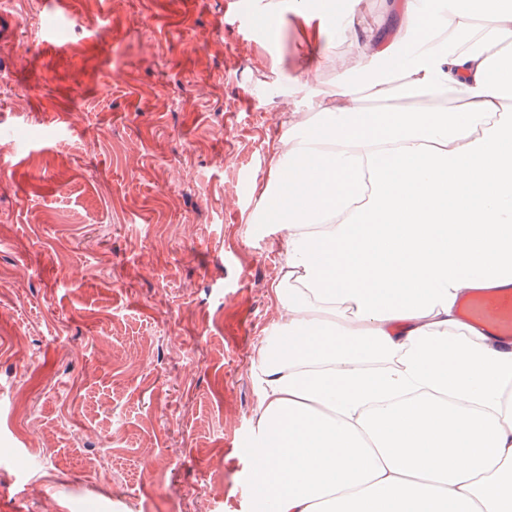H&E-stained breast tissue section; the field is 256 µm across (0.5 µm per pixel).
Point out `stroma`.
<instances>
[{
  "mask_svg": "<svg viewBox=\"0 0 512 512\" xmlns=\"http://www.w3.org/2000/svg\"><path fill=\"white\" fill-rule=\"evenodd\" d=\"M0 42V512H251L283 234L261 206L306 61L225 0H12Z\"/></svg>",
  "mask_w": 512,
  "mask_h": 512,
  "instance_id": "35a3bbf8",
  "label": "stroma"
}]
</instances>
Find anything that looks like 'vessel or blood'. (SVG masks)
I'll list each match as a JSON object with an SVG mask.
<instances>
[{"mask_svg":"<svg viewBox=\"0 0 512 512\" xmlns=\"http://www.w3.org/2000/svg\"><path fill=\"white\" fill-rule=\"evenodd\" d=\"M459 315L497 343L512 348V291L474 292L462 300Z\"/></svg>","mask_w":512,"mask_h":512,"instance_id":"b4317fda","label":"vessel or blood"}]
</instances>
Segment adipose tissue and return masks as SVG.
Returning a JSON list of instances; mask_svg holds the SVG:
<instances>
[{
	"instance_id": "ef3b65f1",
	"label": "adipose tissue",
	"mask_w": 512,
	"mask_h": 512,
	"mask_svg": "<svg viewBox=\"0 0 512 512\" xmlns=\"http://www.w3.org/2000/svg\"><path fill=\"white\" fill-rule=\"evenodd\" d=\"M293 23L316 64L288 84L257 221L285 233L253 512H512V350L459 300L512 288V0L391 23Z\"/></svg>"
}]
</instances>
